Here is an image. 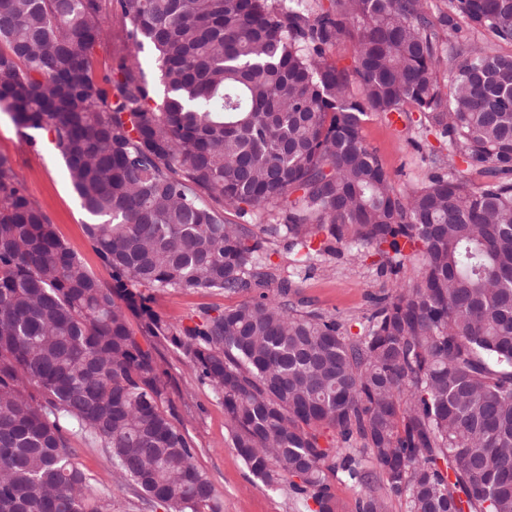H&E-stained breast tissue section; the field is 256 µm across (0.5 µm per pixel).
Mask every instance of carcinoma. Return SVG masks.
<instances>
[{"mask_svg":"<svg viewBox=\"0 0 512 512\" xmlns=\"http://www.w3.org/2000/svg\"><path fill=\"white\" fill-rule=\"evenodd\" d=\"M114 22L160 86L135 55L95 75ZM474 33L512 43V0L436 20L428 0H0V108L27 144L51 137L112 276L0 155V512H110L79 431L166 512H217L130 312L222 397L250 473L318 512H339L338 472L366 490L357 512H512V53ZM344 38L350 68L331 59ZM410 108L448 154L400 191L362 124ZM346 252L390 283L356 334L293 281ZM142 288L248 299L178 327Z\"/></svg>","mask_w":512,"mask_h":512,"instance_id":"carcinoma-1","label":"carcinoma"}]
</instances>
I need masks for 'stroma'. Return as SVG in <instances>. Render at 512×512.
Masks as SVG:
<instances>
[{"instance_id":"1","label":"stroma","mask_w":512,"mask_h":512,"mask_svg":"<svg viewBox=\"0 0 512 512\" xmlns=\"http://www.w3.org/2000/svg\"><path fill=\"white\" fill-rule=\"evenodd\" d=\"M137 54L149 82L158 79L155 57L150 51H137L131 41L106 33L93 57L97 73L109 72L117 58ZM365 142L382 160L396 188L404 191L426 182L432 172L429 155L443 150L435 134L415 121L374 112L362 126ZM0 155L7 157L29 197L48 214L60 240L103 282L111 273L90 242L80 208L71 187L60 153L46 139L28 146L10 115L0 110ZM301 297L320 311L350 323L358 322L371 307V298L382 286L370 261L344 256L319 266L298 281ZM150 305L166 321L186 326L197 321L206 310H224L239 304L236 296L218 290L150 291ZM143 348L152 349L160 370L165 371L168 389L167 408L176 426L195 449V463L211 480L216 490L219 512H314L315 505L288 484L269 487L255 478L236 454L224 427V406L219 397L199 382L194 370L173 345L141 336ZM79 468L99 493L111 496L112 512H165L150 505L130 483L115 476L106 453L91 436L71 438Z\"/></svg>"}]
</instances>
